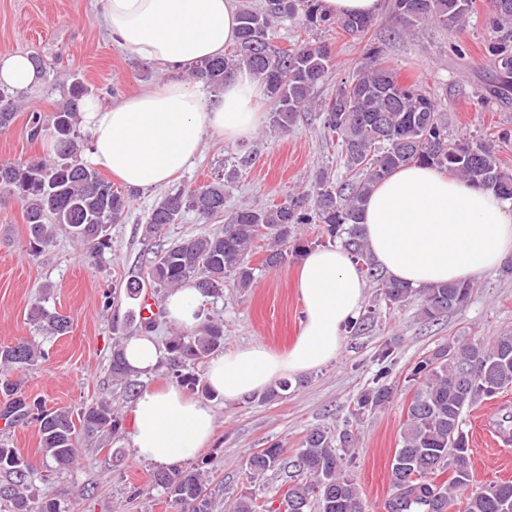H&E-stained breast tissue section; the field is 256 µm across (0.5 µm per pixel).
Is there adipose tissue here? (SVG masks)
<instances>
[{
	"label": "adipose tissue",
	"mask_w": 512,
	"mask_h": 512,
	"mask_svg": "<svg viewBox=\"0 0 512 512\" xmlns=\"http://www.w3.org/2000/svg\"><path fill=\"white\" fill-rule=\"evenodd\" d=\"M101 2L113 40L170 75L114 104L87 100L83 118L92 165L130 187L153 189L191 164L207 134L228 143L253 136L263 114L251 75L227 83L215 101L174 75L236 44V0ZM40 79L26 55L0 54V83L23 91ZM361 227L381 269L414 288L473 277L512 256V200L430 167H404L379 183ZM296 288L304 318L292 346L277 354L254 344L212 357L205 379L213 394L233 402L338 358L344 330L358 318L365 297L356 264L339 246L307 251ZM205 307V296L189 282L169 296L165 312L169 322L190 331ZM214 429L212 402L169 384L140 392L127 439L139 459L171 469L204 448Z\"/></svg>",
	"instance_id": "obj_1"
}]
</instances>
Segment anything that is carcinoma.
Segmentation results:
<instances>
[{
	"instance_id": "obj_1",
	"label": "carcinoma",
	"mask_w": 512,
	"mask_h": 512,
	"mask_svg": "<svg viewBox=\"0 0 512 512\" xmlns=\"http://www.w3.org/2000/svg\"><path fill=\"white\" fill-rule=\"evenodd\" d=\"M476 0H393L392 13L411 30L420 22L441 29L455 28L475 14ZM291 20L308 29H338L351 37L367 33L374 18L333 17L322 12L319 0H263L260 8L239 12V38L232 53L209 59L191 71L194 80L214 91L242 70L251 73L274 103L271 122L280 131H293L297 116L312 108L322 112L323 128L340 147L343 176L333 178L320 171L313 183L280 202L225 209L226 193L238 177L237 165L217 169L211 180L195 188H183L160 198L148 213L145 233L153 237L168 224H178L187 214L207 221L224 217V228L158 246L149 261L147 277L126 282L130 299L141 290L175 289L188 280L207 297H221L224 284L248 288L256 278L250 254L264 242L261 267L275 269L289 253L306 249L303 224H318L321 234L340 240L353 261L377 284L386 306L400 308L417 299L423 317L432 322L463 304L474 284L464 279L416 289L388 278L373 261L362 235L363 206L375 186L395 170L424 164L478 184L512 199V173L502 167L501 149L512 144V133L497 139L471 141L448 139V119L436 96L417 83H405L399 73L374 48L358 62L348 79L329 100L317 99L318 88L334 67L330 48L301 41L288 49L274 47L270 32ZM487 23L491 34L495 83L490 98L512 94V0H489ZM89 91L75 78L64 101L51 115L29 114L30 138L48 140L52 152L25 160L0 163V193L18 198L24 207L27 252L37 256L53 243L60 231L95 258L110 247L109 231L124 219L129 196L112 185L93 166L79 161L89 146V133L81 132V113ZM21 110L16 92L0 85V129L8 128ZM28 320L48 336L69 332L71 319L46 306L42 295L31 303ZM113 330L112 380L134 395L137 383L130 379L123 347L130 332ZM224 350V323L208 318L193 332L166 339L167 368L193 391L208 393L206 384L187 367ZM389 349L381 350L372 386L358 396L352 412L360 419L391 399ZM46 360L41 346L28 339L0 347V395L5 399L0 416L13 422L31 416L39 423L40 446L58 470L67 469L78 457V433H117L122 420L112 401L103 398L77 414L48 410L45 404L23 393L13 378ZM415 387L391 464L392 493L384 512H502L512 504V481H491L470 490L472 461L469 439L463 429L466 410L512 388V335L491 343L451 340L414 362L407 375ZM354 435L339 437L320 428L311 430L302 448L286 459V449L273 442L246 459L247 480L255 483L267 473L290 468L288 486L279 499L258 500L245 492L225 503L224 512H366L359 488L349 474ZM307 481H295V474ZM0 500L13 512H60L51 499L35 501L29 489L48 474L35 471L17 448L0 444ZM206 472L201 467H178L153 475L181 512H215L206 492ZM278 506H273V503Z\"/></svg>"
}]
</instances>
